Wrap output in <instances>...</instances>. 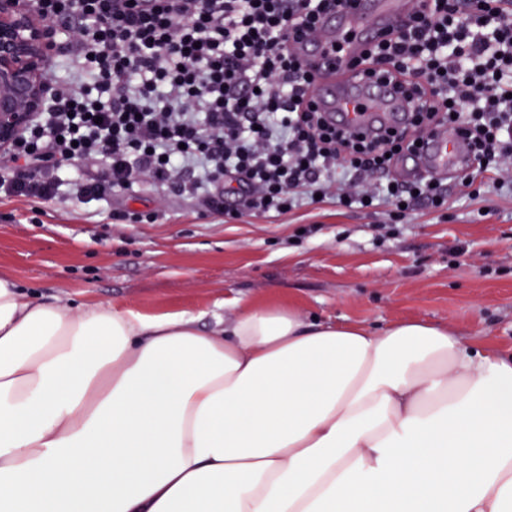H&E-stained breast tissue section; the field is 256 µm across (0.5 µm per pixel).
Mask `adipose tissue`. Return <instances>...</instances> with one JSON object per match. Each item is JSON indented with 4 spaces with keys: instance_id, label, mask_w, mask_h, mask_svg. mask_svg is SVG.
Wrapping results in <instances>:
<instances>
[{
    "instance_id": "obj_1",
    "label": "adipose tissue",
    "mask_w": 512,
    "mask_h": 512,
    "mask_svg": "<svg viewBox=\"0 0 512 512\" xmlns=\"http://www.w3.org/2000/svg\"><path fill=\"white\" fill-rule=\"evenodd\" d=\"M0 512H512V350L283 303L65 312L0 274Z\"/></svg>"
}]
</instances>
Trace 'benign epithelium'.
I'll list each match as a JSON object with an SVG mask.
<instances>
[{"label": "benign epithelium", "mask_w": 512, "mask_h": 512, "mask_svg": "<svg viewBox=\"0 0 512 512\" xmlns=\"http://www.w3.org/2000/svg\"><path fill=\"white\" fill-rule=\"evenodd\" d=\"M55 34L31 0H0V152L47 107Z\"/></svg>", "instance_id": "7a95c632"}]
</instances>
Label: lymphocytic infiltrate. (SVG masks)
<instances>
[{
    "instance_id": "lymphocytic-infiltrate-1",
    "label": "lymphocytic infiltrate",
    "mask_w": 512,
    "mask_h": 512,
    "mask_svg": "<svg viewBox=\"0 0 512 512\" xmlns=\"http://www.w3.org/2000/svg\"><path fill=\"white\" fill-rule=\"evenodd\" d=\"M356 0H32L71 36L72 79L1 153L0 186L42 201L63 182L104 197L143 177L181 197L232 198L234 214L278 216L315 195L386 207L400 223L448 203V185L396 179L393 160L452 123L475 162L512 173V0H428L364 57L368 73L409 78L429 101L375 139L316 109V73L290 44ZM88 155L101 174L78 175Z\"/></svg>"
}]
</instances>
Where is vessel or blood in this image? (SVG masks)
Listing matches in <instances>:
<instances>
[{"label": "vessel or blood", "instance_id": "b4317fda", "mask_svg": "<svg viewBox=\"0 0 512 512\" xmlns=\"http://www.w3.org/2000/svg\"><path fill=\"white\" fill-rule=\"evenodd\" d=\"M420 6L419 0H359L351 10L325 17L296 52L320 67L318 109L350 132L375 138L387 129L407 125L419 106L396 83H374L351 66L369 41L396 34L401 20ZM472 159L455 128L442 125L427 141L422 167L438 177L459 174Z\"/></svg>", "mask_w": 512, "mask_h": 512}]
</instances>
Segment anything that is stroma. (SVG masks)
<instances>
[{"mask_svg":"<svg viewBox=\"0 0 512 512\" xmlns=\"http://www.w3.org/2000/svg\"><path fill=\"white\" fill-rule=\"evenodd\" d=\"M126 209L156 220H113ZM384 220L330 199L235 217L163 189L47 202L0 191V273L64 311H182L208 327L240 304L283 302L376 328L431 320L511 349L512 196L458 184L447 211L416 210L393 231Z\"/></svg>","mask_w":512,"mask_h":512,"instance_id":"1","label":"stroma"}]
</instances>
